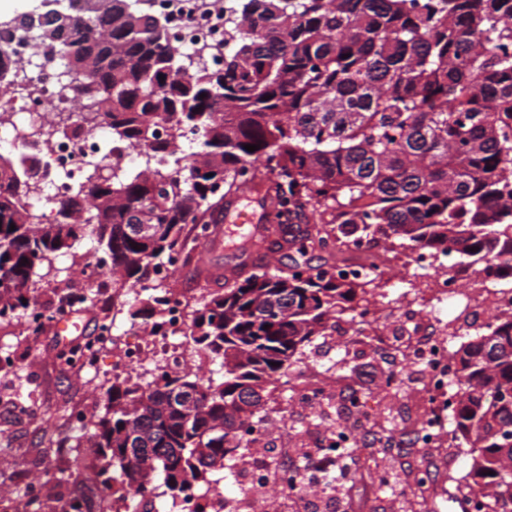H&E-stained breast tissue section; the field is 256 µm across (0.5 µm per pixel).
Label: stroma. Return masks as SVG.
<instances>
[{"instance_id": "35a3bbf8", "label": "stroma", "mask_w": 512, "mask_h": 512, "mask_svg": "<svg viewBox=\"0 0 512 512\" xmlns=\"http://www.w3.org/2000/svg\"><path fill=\"white\" fill-rule=\"evenodd\" d=\"M238 262V251L222 246L211 252L207 267L188 264L178 268L173 279L180 292L203 300L209 295L215 274ZM99 297V303L75 312L86 323L82 334L59 339L47 326L35 336L25 332L0 336V345L12 348L16 356L13 367L0 369V392L30 395L41 412L37 419L18 417L0 406V489L12 496L22 495L35 476L34 459H43L57 471L67 469L77 455L83 456L86 465L92 468L106 463L96 449L75 450L58 445L59 439L70 432L65 420L58 418V411L76 406L95 412L103 409L102 398L94 391L98 376H78L56 365L60 350L96 332L103 308L112 305V292L101 290ZM292 362L293 386L287 388L273 382L265 388L269 427L266 437L252 443L242 459L225 464V496L254 495L248 469L256 456H263L272 471H283L288 464L302 468L304 452L319 445L326 426L350 422V414L342 411L340 403L355 391L362 397L361 410L368 421L360 428L350 454L353 473L338 486L325 484L318 473H310L309 491L304 495L300 512H451L448 504L435 498L422 500L415 496L418 479H426L435 489L447 483L448 470L439 455L411 446L410 433L397 416L398 402L410 401L419 386L412 369L403 362L384 359L364 340L332 343L322 336L315 337ZM325 369L332 372L323 386L325 400L316 405L298 402L295 388L313 386L311 372ZM389 370L397 374L402 384L401 397H388L382 392V377ZM385 427L393 434L388 443L381 439ZM278 444L289 448V456L275 453Z\"/></svg>"}]
</instances>
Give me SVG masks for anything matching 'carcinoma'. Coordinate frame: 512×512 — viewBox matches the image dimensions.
<instances>
[{
  "mask_svg": "<svg viewBox=\"0 0 512 512\" xmlns=\"http://www.w3.org/2000/svg\"><path fill=\"white\" fill-rule=\"evenodd\" d=\"M110 7L77 12L43 50L64 60L65 77L90 119L131 148L149 149L138 170L88 164L58 219L38 220L22 203L37 174L0 155V324L41 303L55 253L86 238L110 260L112 282L136 288L186 253L182 229L219 223L214 212L277 175L264 222L250 233L261 249L273 236L328 255L320 268L296 263L288 275L265 269L235 277L195 310L191 336L210 375L167 373L105 378V412L63 447L110 456L99 475L135 494L156 482L177 496L244 457L264 406V383L345 311L364 314L385 270L350 279L336 257L385 230L384 253L423 249L485 259V273L512 279V0H243L224 70L208 72L158 31L153 17ZM206 97H201V94ZM199 133L187 155L179 137L154 124ZM258 145L249 152L245 145ZM309 212L305 230L284 226ZM15 229H10V225ZM154 225L148 239L137 226ZM457 390L448 410L453 439L473 454L475 512H512V311L450 355ZM144 467L154 471L141 482ZM86 468L46 479L69 485ZM74 512H106L105 501L69 499Z\"/></svg>",
  "mask_w": 512,
  "mask_h": 512,
  "instance_id": "1",
  "label": "carcinoma"
}]
</instances>
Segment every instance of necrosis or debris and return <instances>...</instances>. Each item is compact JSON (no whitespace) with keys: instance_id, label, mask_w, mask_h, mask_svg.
<instances>
[{"instance_id":"obj_1","label":"necrosis or debris","mask_w":512,"mask_h":512,"mask_svg":"<svg viewBox=\"0 0 512 512\" xmlns=\"http://www.w3.org/2000/svg\"><path fill=\"white\" fill-rule=\"evenodd\" d=\"M152 9L168 17L171 39L184 53L210 47L208 67H221L215 49L223 45L227 29L223 0H152ZM11 69L13 82L0 86V140L9 141L17 156L47 166V176L29 179L26 200L42 222L49 223L88 162L124 167L134 156L123 143L110 142L104 123L86 125L84 112L75 108L74 92L61 90V59H46L26 46L19 49ZM409 263L432 290L433 303L422 311L414 291H404L389 335L378 334L377 344L420 374L426 407L413 423L414 432L425 437L426 449L443 450L452 438L447 422L453 373L444 342L449 326L442 312L450 305L463 308L472 322L488 324L496 312L512 308V286L486 276L476 265L463 273L432 266L420 250L411 253ZM172 272V266L162 267L140 284L138 292L152 308L149 334L139 336L136 323H129L130 339L112 366L114 375L148 366L157 374L177 368L202 370L203 359L190 340L187 299L168 286ZM222 484L218 478L211 487L190 491L171 504L170 512H259L258 500L225 498Z\"/></svg>"}]
</instances>
